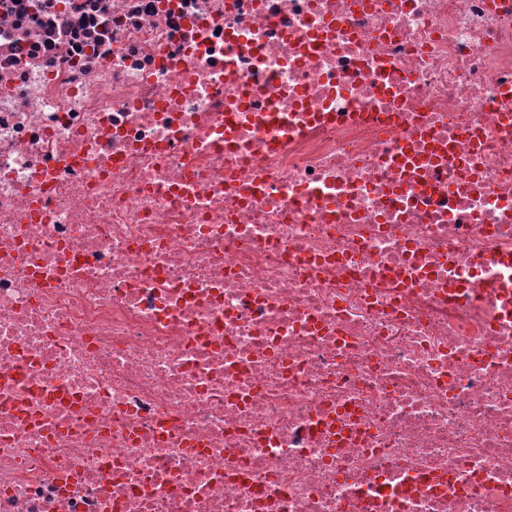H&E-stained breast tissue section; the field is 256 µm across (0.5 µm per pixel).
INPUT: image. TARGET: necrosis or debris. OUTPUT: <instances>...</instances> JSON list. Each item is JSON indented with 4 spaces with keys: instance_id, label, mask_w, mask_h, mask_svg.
<instances>
[{
    "instance_id": "1",
    "label": "necrosis or debris",
    "mask_w": 512,
    "mask_h": 512,
    "mask_svg": "<svg viewBox=\"0 0 512 512\" xmlns=\"http://www.w3.org/2000/svg\"><path fill=\"white\" fill-rule=\"evenodd\" d=\"M0 512H512V0H0Z\"/></svg>"
}]
</instances>
